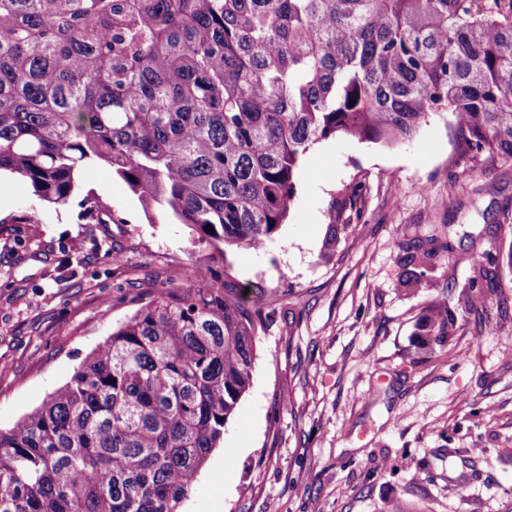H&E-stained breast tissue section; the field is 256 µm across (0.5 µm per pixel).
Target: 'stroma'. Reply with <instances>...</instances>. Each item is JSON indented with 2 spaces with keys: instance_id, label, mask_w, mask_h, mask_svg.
<instances>
[{
  "instance_id": "obj_1",
  "label": "stroma",
  "mask_w": 512,
  "mask_h": 512,
  "mask_svg": "<svg viewBox=\"0 0 512 512\" xmlns=\"http://www.w3.org/2000/svg\"><path fill=\"white\" fill-rule=\"evenodd\" d=\"M360 218L335 220L347 185ZM111 208L79 221L0 177V428L66 384L149 288L188 286L181 224L149 223L103 166L80 178ZM512 161L475 154L431 115L387 147L313 146L286 224L228 272L261 288L253 383L181 512H512V295L480 324L471 279L489 238L512 246ZM461 226L450 256L408 262L431 225ZM82 243L68 251L70 240ZM457 316L446 348L416 345L432 302Z\"/></svg>"
}]
</instances>
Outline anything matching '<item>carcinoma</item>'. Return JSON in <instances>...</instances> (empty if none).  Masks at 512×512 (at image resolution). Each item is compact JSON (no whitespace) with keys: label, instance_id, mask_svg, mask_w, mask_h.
Wrapping results in <instances>:
<instances>
[{"label":"carcinoma","instance_id":"carcinoma-1","mask_svg":"<svg viewBox=\"0 0 512 512\" xmlns=\"http://www.w3.org/2000/svg\"><path fill=\"white\" fill-rule=\"evenodd\" d=\"M0 0V172L65 206L88 167L189 229V288H159L43 403L0 429V512H180L250 386L261 290L226 249L286 223L300 165L346 136L392 145L449 112L512 160V0ZM82 220L112 215L90 192ZM212 227L210 233L206 227ZM413 247H453L448 225ZM472 278L512 291L500 251ZM457 324L443 300L426 352Z\"/></svg>","mask_w":512,"mask_h":512}]
</instances>
